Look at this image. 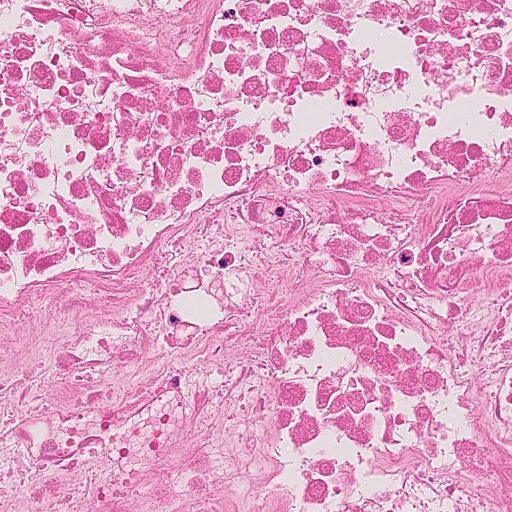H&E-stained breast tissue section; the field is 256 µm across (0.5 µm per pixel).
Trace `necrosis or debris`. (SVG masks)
I'll use <instances>...</instances> for the list:
<instances>
[{"label": "necrosis or debris", "mask_w": 512, "mask_h": 512, "mask_svg": "<svg viewBox=\"0 0 512 512\" xmlns=\"http://www.w3.org/2000/svg\"><path fill=\"white\" fill-rule=\"evenodd\" d=\"M49 294L0 512H512V0H0V334ZM33 315L34 318L50 323L49 329H45L43 335L33 337L28 336L26 330H21L18 345L4 344L2 348L0 335V366H4L5 369L18 364L21 353L26 356L24 364L36 374L55 369V359L68 341L73 325H60L55 321L51 302L47 298L34 304Z\"/></svg>", "instance_id": "obj_1"}]
</instances>
